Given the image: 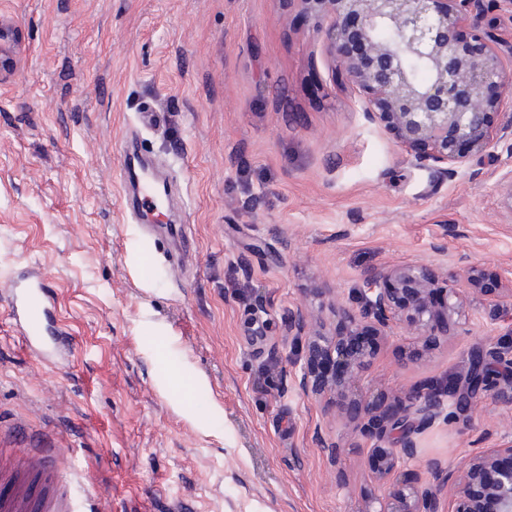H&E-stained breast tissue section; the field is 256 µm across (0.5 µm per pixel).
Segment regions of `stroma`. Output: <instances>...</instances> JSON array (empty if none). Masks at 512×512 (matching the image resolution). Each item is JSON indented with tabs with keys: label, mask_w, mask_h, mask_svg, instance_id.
Wrapping results in <instances>:
<instances>
[{
	"label": "stroma",
	"mask_w": 512,
	"mask_h": 512,
	"mask_svg": "<svg viewBox=\"0 0 512 512\" xmlns=\"http://www.w3.org/2000/svg\"><path fill=\"white\" fill-rule=\"evenodd\" d=\"M19 31L0 90V282L51 279L74 352H27L0 313V420L66 451L103 512H375L373 441L350 402L390 405L465 372L478 344L512 346V309L472 292L454 334L423 348L405 323L366 332L376 356L349 388L306 396L286 325L345 334L385 266L477 267L512 289V128L445 172L417 163L333 82L299 0H0ZM161 114L135 128L137 112ZM133 145L171 182L190 248L138 277L149 249L127 218ZM512 409L440 419L394 476L499 447ZM341 444L332 462L321 440Z\"/></svg>",
	"instance_id": "stroma-1"
}]
</instances>
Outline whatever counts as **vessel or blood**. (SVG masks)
Here are the masks:
<instances>
[{
	"label": "vessel or blood",
	"instance_id": "vessel-or-blood-1",
	"mask_svg": "<svg viewBox=\"0 0 512 512\" xmlns=\"http://www.w3.org/2000/svg\"><path fill=\"white\" fill-rule=\"evenodd\" d=\"M125 173L137 178L143 204L159 213L164 180L143 161L126 164ZM0 301L28 351L54 363L69 349L72 338L57 318L54 290L37 270L14 273ZM64 456L22 422H0V512H98L88 493L73 492Z\"/></svg>",
	"mask_w": 512,
	"mask_h": 512
}]
</instances>
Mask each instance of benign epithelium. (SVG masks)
<instances>
[{
	"instance_id": "7a95c632",
	"label": "benign epithelium",
	"mask_w": 512,
	"mask_h": 512,
	"mask_svg": "<svg viewBox=\"0 0 512 512\" xmlns=\"http://www.w3.org/2000/svg\"><path fill=\"white\" fill-rule=\"evenodd\" d=\"M299 2L326 21L318 32L323 52L358 94L368 119L383 124L416 162L448 170L490 147V115L501 94L512 91L506 82L512 39L481 25L480 0ZM15 41L13 20L0 13V87L19 63ZM466 286L484 294L493 320L512 305V291L485 287L476 268L458 276L413 264L375 271L359 310L336 306V318L350 330L334 341L311 337L302 311L288 312V335L306 358L299 388L321 395L354 381L375 355L373 346L355 344L369 319L385 329L402 317L424 346L439 344L455 329ZM487 395L512 407V381L495 382V370L477 355L465 382L445 375L377 411L371 419L377 478L415 456L414 435L440 418L445 404L460 410ZM428 473V479L395 481L378 512H440L449 486L448 512H484L486 498L493 512H512V439L470 457L456 472L434 461Z\"/></svg>"
}]
</instances>
